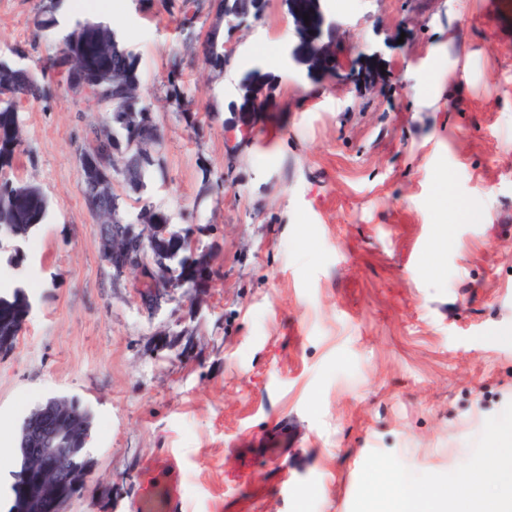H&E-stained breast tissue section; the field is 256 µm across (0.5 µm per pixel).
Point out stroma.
Returning a JSON list of instances; mask_svg holds the SVG:
<instances>
[{
  "mask_svg": "<svg viewBox=\"0 0 512 512\" xmlns=\"http://www.w3.org/2000/svg\"><path fill=\"white\" fill-rule=\"evenodd\" d=\"M497 0H268L217 24L234 73L179 18L111 0L164 97L173 57L201 134L157 108L166 176L142 202L202 227L215 273L148 308L111 274L78 153L95 102L21 106L14 176L49 200L0 295L29 296L0 355V487L21 420L63 393L93 413L90 493L65 512H135L164 456L183 512H390L400 490L464 478L499 447L512 489V15ZM40 0H0V56L38 68ZM180 333L165 335L168 324Z\"/></svg>",
  "mask_w": 512,
  "mask_h": 512,
  "instance_id": "1",
  "label": "stroma"
}]
</instances>
